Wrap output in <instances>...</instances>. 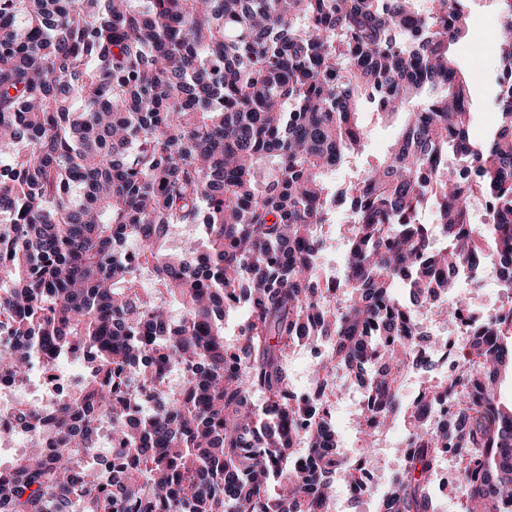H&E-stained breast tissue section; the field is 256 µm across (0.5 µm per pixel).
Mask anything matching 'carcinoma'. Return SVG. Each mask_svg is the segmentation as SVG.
I'll return each instance as SVG.
<instances>
[{
    "mask_svg": "<svg viewBox=\"0 0 512 512\" xmlns=\"http://www.w3.org/2000/svg\"><path fill=\"white\" fill-rule=\"evenodd\" d=\"M0 0V379L31 362H86L46 427L54 443L0 468V512H324L338 455L320 398H288V355L331 343L314 376L367 374L372 438L399 415L415 307L455 317L456 275L486 260L512 289V0H496L500 74L488 146L449 54L457 0ZM404 117L400 137L340 193L327 174L361 150L359 121ZM488 223L472 224L474 199ZM350 200L346 269L320 286L322 226ZM447 246L419 220L426 206ZM202 224L170 253L172 230ZM153 287H144L145 282ZM180 308L178 319L167 312ZM248 309L234 354L224 317ZM479 366L428 391L383 512H434L441 450L463 467L460 512L512 505V304L469 344ZM192 378L175 392L176 368ZM154 410L129 402L135 378ZM109 478L79 479L100 427ZM305 454L303 467L292 466Z\"/></svg>",
    "mask_w": 512,
    "mask_h": 512,
    "instance_id": "carcinoma-1",
    "label": "carcinoma"
}]
</instances>
